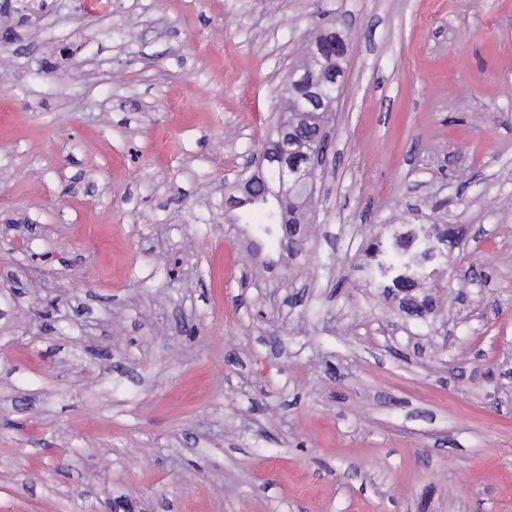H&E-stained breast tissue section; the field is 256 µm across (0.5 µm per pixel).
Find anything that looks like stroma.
<instances>
[{
    "label": "stroma",
    "instance_id": "35a3bbf8",
    "mask_svg": "<svg viewBox=\"0 0 512 512\" xmlns=\"http://www.w3.org/2000/svg\"><path fill=\"white\" fill-rule=\"evenodd\" d=\"M80 2L0 0V512H512V0ZM327 12L288 257L221 184ZM446 221L420 320L366 242ZM339 25V23L336 24V18L333 15L319 21L317 33L313 39L315 44L317 45V42L323 39L324 36H331V33L338 31L337 27ZM338 32H336L335 38L329 39L314 47L310 60V83L313 82V77L319 69L326 67L332 62L343 61L347 57L351 48V42L346 36L341 34V32Z\"/></svg>",
    "mask_w": 512,
    "mask_h": 512
}]
</instances>
